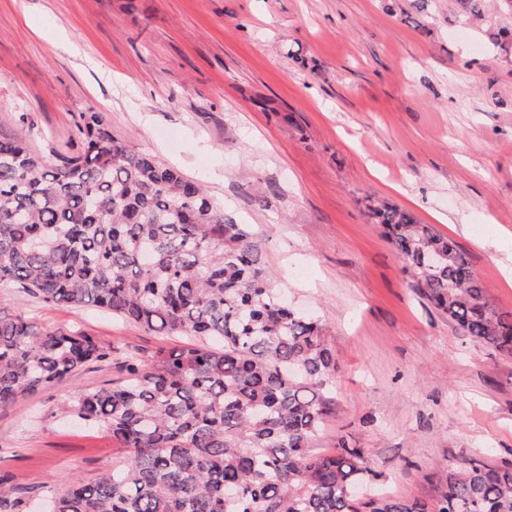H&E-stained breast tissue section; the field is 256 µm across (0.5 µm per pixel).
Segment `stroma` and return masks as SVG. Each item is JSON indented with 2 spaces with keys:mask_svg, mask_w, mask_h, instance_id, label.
<instances>
[{
  "mask_svg": "<svg viewBox=\"0 0 512 512\" xmlns=\"http://www.w3.org/2000/svg\"><path fill=\"white\" fill-rule=\"evenodd\" d=\"M499 11L456 0H0V129L50 162L79 113L249 224L288 304L319 319L338 370L314 453L367 449L392 496L434 503L441 468L512 466V355L463 336L401 271L367 201L453 238L512 313V53ZM0 310L112 347L108 362L0 406V474L40 495L123 453L54 418L173 338L0 284Z\"/></svg>",
  "mask_w": 512,
  "mask_h": 512,
  "instance_id": "obj_1",
  "label": "stroma"
}]
</instances>
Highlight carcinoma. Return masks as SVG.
I'll use <instances>...</instances> for the list:
<instances>
[{"label": "carcinoma", "mask_w": 512, "mask_h": 512, "mask_svg": "<svg viewBox=\"0 0 512 512\" xmlns=\"http://www.w3.org/2000/svg\"><path fill=\"white\" fill-rule=\"evenodd\" d=\"M457 2L480 18L487 0ZM490 41L506 49L512 27ZM78 128L83 148L61 165L0 132V283L185 342L128 360L125 383L58 406L127 452L91 482L65 480L58 512H512V467L462 462L444 471L429 508L369 493L376 472L364 448L313 454L336 373L323 325L288 306L250 226L201 182L134 151L95 112ZM367 211L421 295L463 335L512 355V315L491 306L455 241L397 206ZM110 352L0 310V405ZM31 498L0 475V512H30Z\"/></svg>", "instance_id": "1"}]
</instances>
